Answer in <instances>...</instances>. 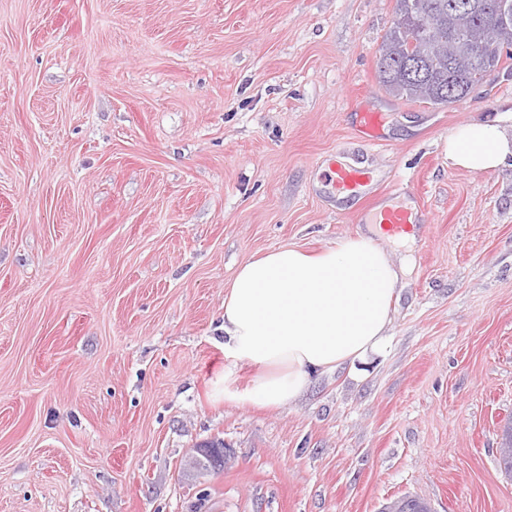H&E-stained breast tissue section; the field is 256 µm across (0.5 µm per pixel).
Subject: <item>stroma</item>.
I'll use <instances>...</instances> for the list:
<instances>
[{"label":"stroma","instance_id":"obj_1","mask_svg":"<svg viewBox=\"0 0 512 512\" xmlns=\"http://www.w3.org/2000/svg\"><path fill=\"white\" fill-rule=\"evenodd\" d=\"M395 0H0V512H512V166L449 167L512 110L386 94ZM386 117L358 140L350 114ZM418 210L389 348L258 410L225 398L224 290L283 243ZM224 467L192 477L198 445ZM356 114V130L359 136L369 144H378L383 140V128L385 126L382 112L368 107H362ZM331 172V181L336 187L337 193L360 198L366 197L368 187L372 182L370 172L363 168L342 165L332 169Z\"/></svg>","mask_w":512,"mask_h":512}]
</instances>
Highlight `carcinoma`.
Listing matches in <instances>:
<instances>
[{
	"label": "carcinoma",
	"instance_id": "1",
	"mask_svg": "<svg viewBox=\"0 0 512 512\" xmlns=\"http://www.w3.org/2000/svg\"><path fill=\"white\" fill-rule=\"evenodd\" d=\"M414 2L434 21L433 38L441 50H432L429 40L421 35L408 40V35L392 25L378 49V83L386 93L407 101L430 106L460 104L464 98L448 95L450 88H467L483 78L485 66L496 70L502 63L501 49L490 50L485 63L471 61L461 50L468 27L494 21L491 0H466L464 18L448 8L450 0Z\"/></svg>",
	"mask_w": 512,
	"mask_h": 512
}]
</instances>
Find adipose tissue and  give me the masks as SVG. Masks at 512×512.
<instances>
[{
    "mask_svg": "<svg viewBox=\"0 0 512 512\" xmlns=\"http://www.w3.org/2000/svg\"><path fill=\"white\" fill-rule=\"evenodd\" d=\"M448 164L496 170L512 158L498 121H471L448 138ZM405 266L373 238L356 235L310 253L283 244L242 264L224 292V356L255 367L250 388L223 393L256 408L296 399L314 375L382 353Z\"/></svg>",
    "mask_w": 512,
    "mask_h": 512,
    "instance_id": "adipose-tissue-1",
    "label": "adipose tissue"
}]
</instances>
